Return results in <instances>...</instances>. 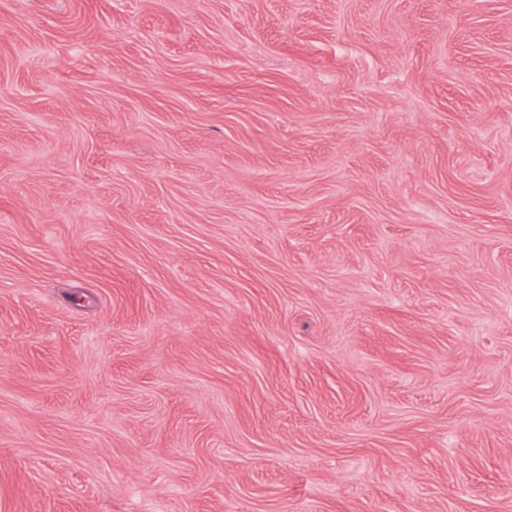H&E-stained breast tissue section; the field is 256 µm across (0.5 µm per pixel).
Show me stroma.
Here are the masks:
<instances>
[{"mask_svg": "<svg viewBox=\"0 0 512 512\" xmlns=\"http://www.w3.org/2000/svg\"><path fill=\"white\" fill-rule=\"evenodd\" d=\"M0 512H512V0H0Z\"/></svg>", "mask_w": 512, "mask_h": 512, "instance_id": "35a3bbf8", "label": "stroma"}]
</instances>
